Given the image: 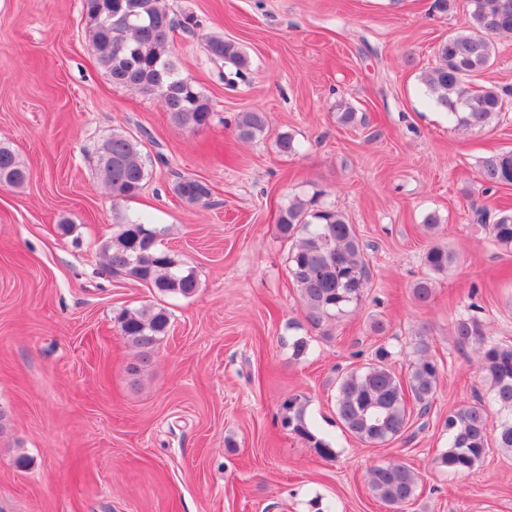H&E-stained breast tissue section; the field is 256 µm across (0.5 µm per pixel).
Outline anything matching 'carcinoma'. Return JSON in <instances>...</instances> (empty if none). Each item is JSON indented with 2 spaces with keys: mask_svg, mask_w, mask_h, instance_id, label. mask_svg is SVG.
<instances>
[{
  "mask_svg": "<svg viewBox=\"0 0 512 512\" xmlns=\"http://www.w3.org/2000/svg\"><path fill=\"white\" fill-rule=\"evenodd\" d=\"M467 29L448 36L436 48V65L422 78L426 95L435 106L448 112V119L465 129L490 125L504 110L512 90L479 86L475 83L493 63L496 39L512 37V0H468ZM86 31L98 64L112 84L156 97L172 120L190 131L209 126L212 104L194 81L182 75L172 57L174 21L163 0H83ZM206 50L244 77L250 59L235 41L220 36L210 38ZM265 113L253 110L238 115L235 132L241 141H251L265 133ZM276 148L283 155L298 152L290 133H280ZM100 148L111 157L96 159V170L115 198L140 193L148 170L143 139L116 131ZM479 174L489 187L512 185V152H493L482 158ZM29 179V170L16 153L0 145V185L20 187ZM172 191L191 205H209L211 189L205 182L178 175ZM322 193L310 199L294 197L279 210L277 229L292 242L288 256L289 275L308 312L311 324L336 317L350 304L361 301L370 271L363 259V244L354 225L345 216L320 203ZM476 223L488 227L500 246H512V211L501 210L493 217L475 211ZM166 228L144 217H127L113 225L112 237L101 248L105 266L114 274L155 289L161 295L189 297L200 288L196 272L161 244ZM457 262L456 254L433 245L424 254L430 276L417 282L412 295L427 304L433 295L432 276L448 272ZM170 316L166 308L146 303L126 310L118 319V331L127 344L138 350V373L167 335ZM455 342L479 354L490 400L497 407V447L512 452V346L487 340L486 327L477 317L461 315L453 326ZM405 379H400L391 363L394 352L378 346L371 362L337 378L336 406L343 427L360 441L383 445L409 429L408 400L418 406V416L428 414L440 378V364L428 341L411 343ZM283 425L300 437L322 459L333 460V442L320 435L306 419L301 396L291 395L282 404ZM491 409L482 400L448 411L445 428L448 448L436 464L454 474L470 472L490 449ZM372 497L393 512L417 497L418 477L405 463L385 461L366 472Z\"/></svg>",
  "mask_w": 512,
  "mask_h": 512,
  "instance_id": "carcinoma-1",
  "label": "carcinoma"
}]
</instances>
